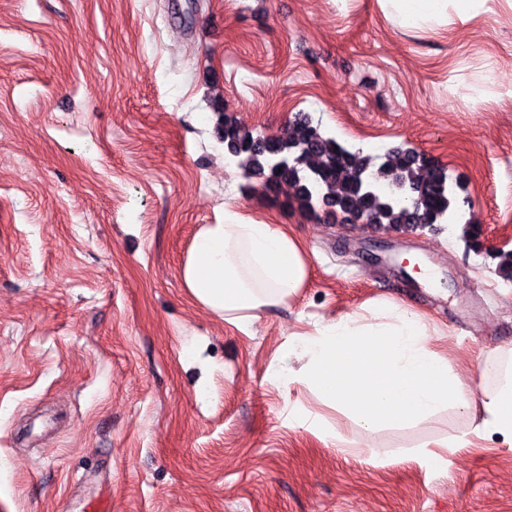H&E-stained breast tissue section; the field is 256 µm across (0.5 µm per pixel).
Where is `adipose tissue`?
Listing matches in <instances>:
<instances>
[{
  "instance_id": "ef3b65f1",
  "label": "adipose tissue",
  "mask_w": 512,
  "mask_h": 512,
  "mask_svg": "<svg viewBox=\"0 0 512 512\" xmlns=\"http://www.w3.org/2000/svg\"><path fill=\"white\" fill-rule=\"evenodd\" d=\"M381 2L406 25L443 26L449 10L471 17L486 0ZM180 276L206 309L245 331L254 311L284 303L303 288L308 262L301 244L282 226L255 223L228 210L223 223L204 225L198 232ZM428 335L429 326L419 314L378 300L302 335V366L277 374L276 380L286 388L305 386L319 402L369 431L411 426L447 408L478 416L468 436L415 448L417 460H440L442 454L467 447L473 437L496 436L512 444V348L480 360L482 379H496L497 385L470 399L447 359L428 348Z\"/></svg>"
}]
</instances>
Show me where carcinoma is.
I'll list each match as a JSON object with an SVG mask.
<instances>
[{
  "mask_svg": "<svg viewBox=\"0 0 512 512\" xmlns=\"http://www.w3.org/2000/svg\"><path fill=\"white\" fill-rule=\"evenodd\" d=\"M213 115L216 139L244 177L265 181L284 163L287 171L279 175L276 187L286 189L290 205L305 213L333 206L345 222L353 218L361 224L437 226L455 220L456 191H466L460 182H449L447 167L428 162L412 148L390 150L374 170L368 158L305 117L264 147L253 143L255 133L224 100H214Z\"/></svg>",
  "mask_w": 512,
  "mask_h": 512,
  "instance_id": "1",
  "label": "carcinoma"
}]
</instances>
